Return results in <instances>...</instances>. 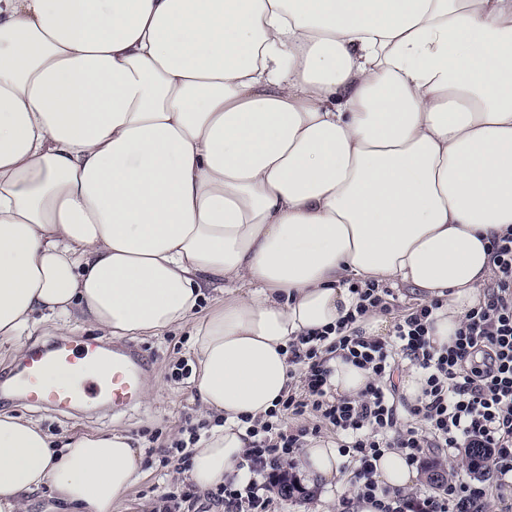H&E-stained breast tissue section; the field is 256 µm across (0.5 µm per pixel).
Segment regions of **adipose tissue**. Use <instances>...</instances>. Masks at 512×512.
I'll use <instances>...</instances> for the list:
<instances>
[{
  "mask_svg": "<svg viewBox=\"0 0 512 512\" xmlns=\"http://www.w3.org/2000/svg\"><path fill=\"white\" fill-rule=\"evenodd\" d=\"M511 228L512 0H0V346L193 322L197 490L248 481L246 418L351 281L442 300L448 345ZM142 461L121 431L0 414V512L44 488L112 512ZM299 465L328 488L340 459L316 440Z\"/></svg>",
  "mask_w": 512,
  "mask_h": 512,
  "instance_id": "obj_1",
  "label": "adipose tissue"
}]
</instances>
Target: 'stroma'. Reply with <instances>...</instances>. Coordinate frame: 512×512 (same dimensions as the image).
Returning <instances> with one entry per match:
<instances>
[{"label": "stroma", "instance_id": "stroma-1", "mask_svg": "<svg viewBox=\"0 0 512 512\" xmlns=\"http://www.w3.org/2000/svg\"><path fill=\"white\" fill-rule=\"evenodd\" d=\"M192 340L193 325L189 322L173 327L160 336L135 338V346L143 351L150 362L151 405L139 404L119 414L90 412L71 415L5 397L0 398V411L40 420L43 429L58 440L74 434L112 429L131 435L136 446L141 448L147 464L140 481L120 503L113 506L112 512H153L156 499L154 489L163 485L164 480L158 471L159 450L150 443L149 438L157 432L166 439L175 437L184 417L196 414V394L190 381L174 382L168 377L175 362L192 360ZM297 482L301 487L300 492L285 501L275 500L272 512H333L338 498L352 491L351 473L347 470L341 472L334 487L328 490L311 485L302 473L298 474Z\"/></svg>", "mask_w": 512, "mask_h": 512}]
</instances>
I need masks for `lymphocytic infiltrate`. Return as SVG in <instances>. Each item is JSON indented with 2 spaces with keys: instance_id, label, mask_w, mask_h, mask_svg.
<instances>
[{
  "instance_id": "lymphocytic-infiltrate-1",
  "label": "lymphocytic infiltrate",
  "mask_w": 512,
  "mask_h": 512,
  "mask_svg": "<svg viewBox=\"0 0 512 512\" xmlns=\"http://www.w3.org/2000/svg\"><path fill=\"white\" fill-rule=\"evenodd\" d=\"M494 278L485 301L461 320L452 345L438 347L428 334L440 300L412 307L388 335L363 328L373 314L389 310L392 292L382 283H352L354 310L336 326L298 336L289 345L288 393L265 417L252 421L244 456L251 478L214 492L228 512H269L270 491L288 482L283 464L311 439L330 433L353 474L354 497H342L336 512L354 499L375 503L378 512H482L492 494L512 490V233L491 241ZM342 352L370 378L357 395L337 394L328 357ZM422 376L421 394L409 399L395 381L402 371ZM309 416L311 424L288 429L287 416ZM448 453L489 449L486 478L450 476L436 491L409 494L379 484L375 462L385 450L421 464L431 449Z\"/></svg>"
}]
</instances>
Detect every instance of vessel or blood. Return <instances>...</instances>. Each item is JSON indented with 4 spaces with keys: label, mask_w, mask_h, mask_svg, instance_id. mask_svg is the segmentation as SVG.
I'll list each match as a JSON object with an SVG mask.
<instances>
[{
    "label": "vessel or blood",
    "mask_w": 512,
    "mask_h": 512,
    "mask_svg": "<svg viewBox=\"0 0 512 512\" xmlns=\"http://www.w3.org/2000/svg\"><path fill=\"white\" fill-rule=\"evenodd\" d=\"M51 366L82 367L85 379L75 389L44 387L42 373ZM144 368L145 361L138 350L129 348L111 355L88 339L59 345L51 352L34 347L29 349L18 377L0 384V396L17 393L31 404L49 405L60 411L93 401L120 409L138 395Z\"/></svg>",
    "instance_id": "vessel-or-blood-1"
}]
</instances>
